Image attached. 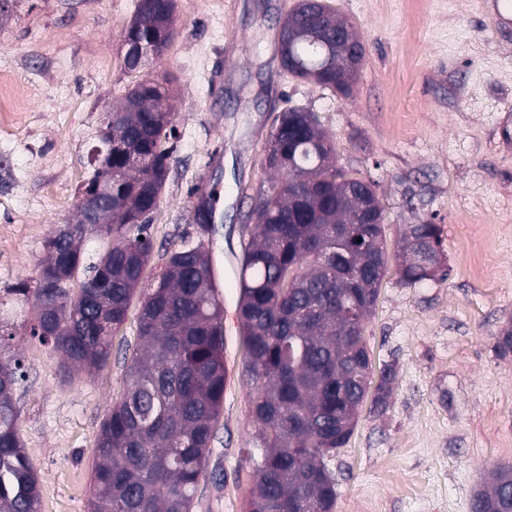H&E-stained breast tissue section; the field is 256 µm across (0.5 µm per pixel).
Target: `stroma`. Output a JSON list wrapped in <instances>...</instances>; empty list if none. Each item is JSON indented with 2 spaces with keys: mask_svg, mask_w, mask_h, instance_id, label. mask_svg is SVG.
<instances>
[{
  "mask_svg": "<svg viewBox=\"0 0 512 512\" xmlns=\"http://www.w3.org/2000/svg\"><path fill=\"white\" fill-rule=\"evenodd\" d=\"M296 2L176 0L173 40L135 72L122 39L138 0H18L0 17V95L19 114L0 128V289L36 283L53 227L76 223L106 108L142 80L167 82L174 152L139 291L156 284L168 251L203 243L220 285L226 379L194 512H247L255 388L240 260L258 193L277 181L265 165L276 118L308 108L338 167L375 183L390 255L364 336L374 370H394L392 395L382 414L364 402L348 444L326 460L335 512H470L491 469L512 463V353L496 348L512 327V23L493 22L499 0H329L366 47L345 97L280 68L276 34ZM204 185L220 191L206 232L195 200ZM423 221L441 230L449 275L404 286L400 230ZM139 310L132 300L108 364L68 381L60 354L22 332L24 312L9 313L38 512H89L97 436L125 389Z\"/></svg>",
  "mask_w": 512,
  "mask_h": 512,
  "instance_id": "35a3bbf8",
  "label": "stroma"
}]
</instances>
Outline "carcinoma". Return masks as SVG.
<instances>
[{
    "instance_id": "1",
    "label": "carcinoma",
    "mask_w": 512,
    "mask_h": 512,
    "mask_svg": "<svg viewBox=\"0 0 512 512\" xmlns=\"http://www.w3.org/2000/svg\"><path fill=\"white\" fill-rule=\"evenodd\" d=\"M324 0L300 3L283 22L301 35L279 50L280 68L306 80L326 74L336 88L346 49L319 40L309 16ZM175 0L137 7L124 33L128 45L150 44L157 31L173 39ZM137 84L112 113V167L121 180L112 198L80 210L77 224H60L46 240L49 260L36 288L18 283L0 295L4 307L35 293L30 336L62 354V372L99 368L112 355V335L124 324L152 253L151 219L169 170L173 113L168 88L139 93ZM267 167L281 175L262 191L251 242L239 274V317L247 341V381L256 386L254 490L248 512H334L336 481L325 459L346 445L370 386L384 412L394 380L386 367L373 383L364 328L387 273L384 208L374 184L333 164L335 147L315 113L291 107L277 116ZM93 229L112 238L90 264L78 239ZM438 225H406L400 238V282L445 278ZM85 268L106 288L66 287ZM139 344L122 398L101 423L99 462L90 512H193L224 399V331L218 285L202 243L171 251L156 285L142 301ZM24 378L17 357L0 359V512H37L39 484L18 436L14 393ZM470 512H512V464H498L477 491Z\"/></svg>"
}]
</instances>
